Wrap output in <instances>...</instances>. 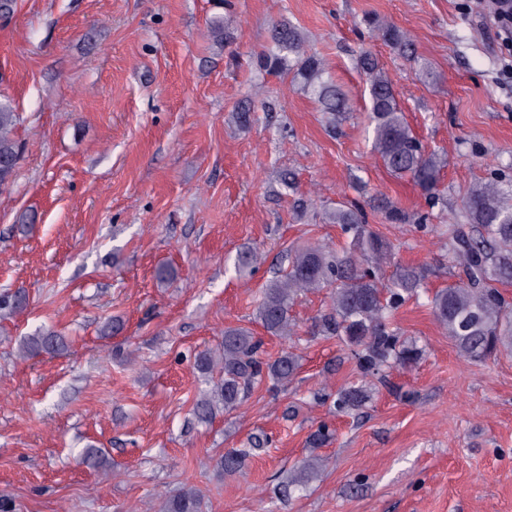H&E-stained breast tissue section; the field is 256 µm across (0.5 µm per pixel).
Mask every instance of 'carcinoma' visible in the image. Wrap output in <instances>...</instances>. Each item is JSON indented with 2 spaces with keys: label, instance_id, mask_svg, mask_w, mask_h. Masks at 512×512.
Listing matches in <instances>:
<instances>
[{
  "label": "carcinoma",
  "instance_id": "1",
  "mask_svg": "<svg viewBox=\"0 0 512 512\" xmlns=\"http://www.w3.org/2000/svg\"><path fill=\"white\" fill-rule=\"evenodd\" d=\"M374 35L401 53L412 46L397 27L379 19L368 21ZM272 48L260 56L271 71L291 74L310 92L330 124L346 119L347 95L331 76L322 59L308 45L304 32L287 19L270 29ZM358 65L369 84L368 121L372 150L396 178L414 179L429 200H435L446 157L427 151L411 129L399 106L392 80L378 59L368 51ZM19 115L11 103L0 100V194L11 190L22 157L15 132ZM448 225V258L458 268L457 281L436 291L430 300L435 319L454 342L458 353L470 362H484L502 351L512 352V305L499 286L512 284V178L470 184L463 206ZM347 242L340 248L313 243L286 253L287 266L273 273L261 290L256 319L271 336L288 337L295 331L291 309L299 296L326 290L327 308L314 322V332L341 338L353 348L366 374L391 364L418 363L424 349L402 339L391 326L394 313L405 303L419 300L426 290V271L419 266H399L384 283L380 269L391 257V245L369 230L359 207L339 203L328 213ZM264 263L252 247L237 251L233 270L242 277L254 274ZM26 307V295L18 291L0 299V312L10 315ZM261 341L244 327H227L215 348L197 353L195 369L204 389L194 407L195 420L210 423L217 413L237 410L246 393L268 381L284 385L298 369L296 357L284 353L273 360L259 357ZM65 347L64 337L46 329L25 339L20 356L32 358ZM364 386L350 385L336 392L338 413L356 410L368 401ZM250 456L247 448H233L217 461L226 476L243 472ZM321 460L311 457L288 477L283 495L303 491L321 472ZM199 494L192 488L167 499L163 512H198Z\"/></svg>",
  "mask_w": 512,
  "mask_h": 512
}]
</instances>
